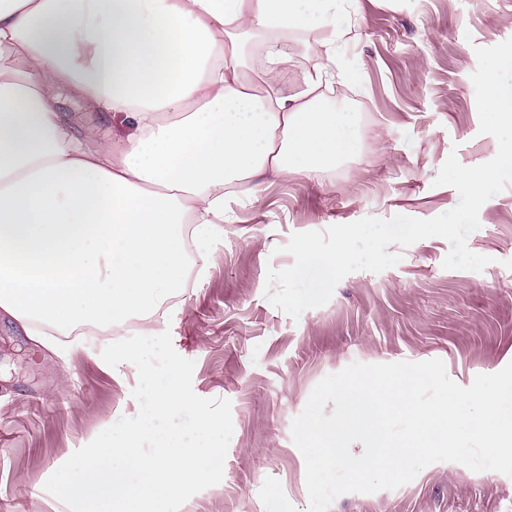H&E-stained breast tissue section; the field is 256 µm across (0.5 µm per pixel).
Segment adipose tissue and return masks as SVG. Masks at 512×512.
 I'll use <instances>...</instances> for the list:
<instances>
[{"label":"adipose tissue","instance_id":"1","mask_svg":"<svg viewBox=\"0 0 512 512\" xmlns=\"http://www.w3.org/2000/svg\"><path fill=\"white\" fill-rule=\"evenodd\" d=\"M341 0H0V310L67 335L81 323L141 335L205 270L236 218L232 185L258 188L335 166L354 146L349 113L314 104L335 77V40L304 93L281 87L275 35L335 27ZM266 32L247 91L238 35ZM68 86L94 111L132 121L115 139L55 108Z\"/></svg>","mask_w":512,"mask_h":512}]
</instances>
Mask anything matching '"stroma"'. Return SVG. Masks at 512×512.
I'll list each match as a JSON object with an SVG mask.
<instances>
[{
  "label": "stroma",
  "mask_w": 512,
  "mask_h": 512,
  "mask_svg": "<svg viewBox=\"0 0 512 512\" xmlns=\"http://www.w3.org/2000/svg\"><path fill=\"white\" fill-rule=\"evenodd\" d=\"M335 28L345 32L337 78L320 93L351 113L355 151L321 172L267 179L255 197L228 195L237 223L208 246L206 277L162 311L176 352L195 363L194 392L229 399L234 424L222 481L180 512H308L291 422L323 377L351 363L438 358L466 387L512 362V185L483 204L468 238L491 259L483 271L444 269L449 244L431 237L404 248L394 267L347 275L299 319L265 298L268 268L293 262L281 250L292 233L367 216L435 217L458 202L454 188L434 183L449 154L475 166L498 149L479 131L471 75L476 48L512 38V0H346ZM331 31H289V92L322 63L311 46ZM55 107L77 127L131 132L68 94ZM54 342L37 344L0 311V512H66L47 478L139 410L138 378L102 360L104 339ZM329 512H512V477L437 462L397 489L342 495Z\"/></svg>",
  "instance_id": "1"
}]
</instances>
